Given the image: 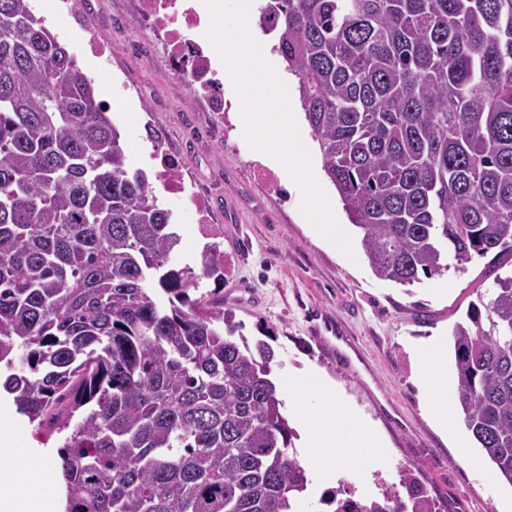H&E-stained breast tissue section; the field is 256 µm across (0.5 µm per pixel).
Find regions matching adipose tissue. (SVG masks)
<instances>
[{
  "label": "adipose tissue",
  "mask_w": 512,
  "mask_h": 512,
  "mask_svg": "<svg viewBox=\"0 0 512 512\" xmlns=\"http://www.w3.org/2000/svg\"><path fill=\"white\" fill-rule=\"evenodd\" d=\"M418 357L424 368L423 384L428 405L441 408L437 422L441 430L452 431L457 421L448 411V369L443 359V340L431 336L418 343ZM283 388L298 395L293 419L301 435V449L309 463L321 471L336 462L356 461L368 455L379 458L383 445L370 424L359 417L349 402L323 373L302 369L291 371ZM9 412H0V455L11 467L0 470V502L12 505V512H57L48 495L61 476L47 460L31 457L16 445V433Z\"/></svg>",
  "instance_id": "ef3b65f1"
}]
</instances>
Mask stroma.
I'll list each match as a JSON object with an SVG mask.
<instances>
[{"instance_id":"1","label":"stroma","mask_w":512,"mask_h":512,"mask_svg":"<svg viewBox=\"0 0 512 512\" xmlns=\"http://www.w3.org/2000/svg\"><path fill=\"white\" fill-rule=\"evenodd\" d=\"M100 30L92 48L74 25L47 16L43 0L32 13L66 47L111 106L130 166L155 174L150 128L162 129L164 149L179 164L185 194L152 187L172 214L181 238L174 260L197 265L205 244L193 199L205 195L227 263L224 309L248 340L268 339L273 372L315 367L370 420L386 443L385 455L366 459V484L353 482L344 465L331 473L310 470L308 495L298 512H315L322 493L341 488L357 499L379 496V480L397 485L404 468L421 465L418 481L439 512H512V486L504 483L481 449L476 466L464 463L457 440L442 434L418 384L421 366L412 346L438 335L453 360L456 323L473 302L489 299L497 277L512 274V252L474 257L466 272L445 271L411 286L375 275L366 255L348 261L300 212L301 198L271 188L264 162L231 119L215 123L165 63V50L137 24L133 0H86ZM18 445L57 460L59 433L15 415Z\"/></svg>"}]
</instances>
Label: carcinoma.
Instances as JSON below:
<instances>
[{
  "label": "carcinoma",
  "instance_id": "cac0c4a2",
  "mask_svg": "<svg viewBox=\"0 0 512 512\" xmlns=\"http://www.w3.org/2000/svg\"><path fill=\"white\" fill-rule=\"evenodd\" d=\"M324 172L384 280L512 248V0H262ZM94 82L0 0V393L66 436L65 512H295L310 485L272 347L224 313ZM167 297L162 305L155 295ZM452 330L465 426L512 486V275ZM335 490L328 512L428 506Z\"/></svg>",
  "mask_w": 512,
  "mask_h": 512
}]
</instances>
